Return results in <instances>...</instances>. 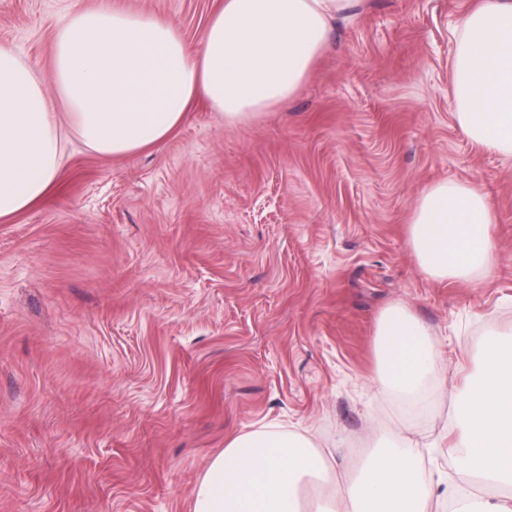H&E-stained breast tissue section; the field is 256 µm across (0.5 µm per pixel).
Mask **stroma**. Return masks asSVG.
<instances>
[{"mask_svg":"<svg viewBox=\"0 0 512 512\" xmlns=\"http://www.w3.org/2000/svg\"><path fill=\"white\" fill-rule=\"evenodd\" d=\"M472 0H364L287 106L228 125L197 103L163 143L69 136L53 190L0 221V512H192L236 435L277 424L335 469L411 427L438 438L492 335L512 330V158L456 119ZM222 0H0V45L52 86L53 38L102 5L196 46ZM481 189L489 275L437 281L410 239L423 192ZM404 308L447 366L423 419L380 389L377 331Z\"/></svg>","mask_w":512,"mask_h":512,"instance_id":"35a3bbf8","label":"stroma"}]
</instances>
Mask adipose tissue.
Segmentation results:
<instances>
[{
	"instance_id": "1",
	"label": "adipose tissue",
	"mask_w": 512,
	"mask_h": 512,
	"mask_svg": "<svg viewBox=\"0 0 512 512\" xmlns=\"http://www.w3.org/2000/svg\"><path fill=\"white\" fill-rule=\"evenodd\" d=\"M359 0H224L196 48L173 23L103 7L78 11L54 36L55 95L0 46V220L27 210L53 187L65 133L96 153L132 156L167 139L196 101L236 125L285 105L326 50L330 26ZM453 58L456 118L482 149L512 156V0H476L459 23ZM67 110L59 122L56 105ZM495 220L484 193L460 183L427 189L411 242L431 278L468 281L490 273ZM380 383L407 405L445 370L422 324L392 308L378 330ZM460 413L448 420L456 469L512 486V336L490 340L469 377ZM404 437L370 448L330 494L302 505L301 492L333 465L300 433L274 426L230 439L193 490V512H512L507 498L476 499L458 484L434 495L422 458Z\"/></svg>"
}]
</instances>
